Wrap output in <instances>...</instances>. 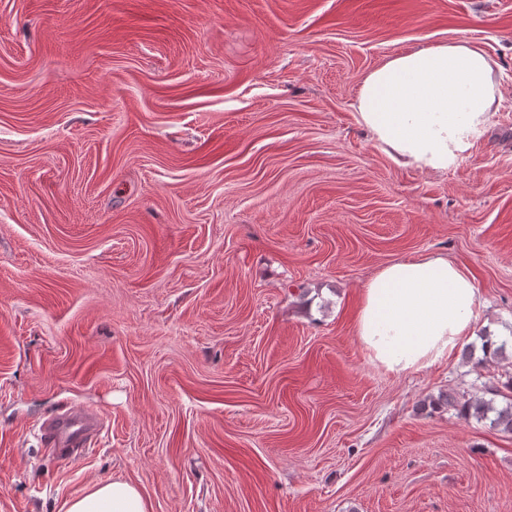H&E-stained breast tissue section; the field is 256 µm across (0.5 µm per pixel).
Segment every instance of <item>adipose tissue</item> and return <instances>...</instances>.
<instances>
[{
    "label": "adipose tissue",
    "mask_w": 512,
    "mask_h": 512,
    "mask_svg": "<svg viewBox=\"0 0 512 512\" xmlns=\"http://www.w3.org/2000/svg\"><path fill=\"white\" fill-rule=\"evenodd\" d=\"M502 94L487 53L451 41L398 54L370 72L358 117L396 162L445 171L472 146ZM482 306L473 276L444 256L401 259L366 284L357 319L363 346L402 373L450 355L472 335ZM66 512H151L124 480L95 483Z\"/></svg>",
    "instance_id": "1"
}]
</instances>
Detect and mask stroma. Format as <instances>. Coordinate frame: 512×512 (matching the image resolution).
I'll return each instance as SVG.
<instances>
[{
  "label": "stroma",
  "mask_w": 512,
  "mask_h": 512,
  "mask_svg": "<svg viewBox=\"0 0 512 512\" xmlns=\"http://www.w3.org/2000/svg\"><path fill=\"white\" fill-rule=\"evenodd\" d=\"M482 47L502 101L445 172L358 121L402 51ZM444 255L485 303L403 374L366 283ZM512 381V0H0V512L99 481L152 512H512V434L431 412ZM106 420L65 463L71 405ZM103 418L92 408L65 407L42 427V437L48 450L59 460L73 462L88 448L93 437L101 430Z\"/></svg>",
  "instance_id": "1"
}]
</instances>
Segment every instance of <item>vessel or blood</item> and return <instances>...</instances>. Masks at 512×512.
<instances>
[{"mask_svg":"<svg viewBox=\"0 0 512 512\" xmlns=\"http://www.w3.org/2000/svg\"><path fill=\"white\" fill-rule=\"evenodd\" d=\"M103 418L92 408H64L42 427V437L50 452L59 460H76L77 451L90 447L101 430Z\"/></svg>","mask_w":512,"mask_h":512,"instance_id":"obj_1","label":"vessel or blood"}]
</instances>
